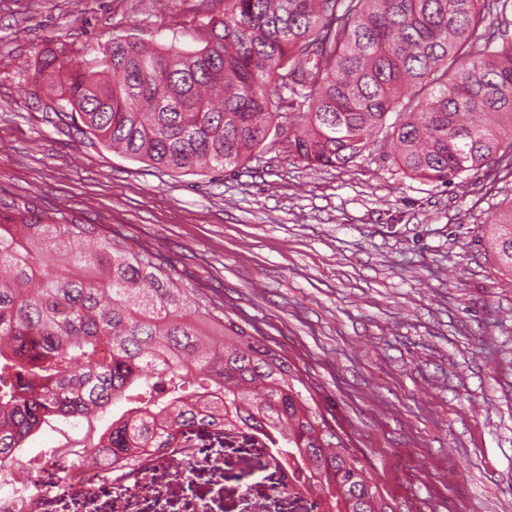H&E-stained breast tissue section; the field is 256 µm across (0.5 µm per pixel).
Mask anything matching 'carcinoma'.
Here are the masks:
<instances>
[{
    "instance_id": "cac0c4a2",
    "label": "carcinoma",
    "mask_w": 512,
    "mask_h": 512,
    "mask_svg": "<svg viewBox=\"0 0 512 512\" xmlns=\"http://www.w3.org/2000/svg\"><path fill=\"white\" fill-rule=\"evenodd\" d=\"M509 11L512 0H224L200 49L114 36L91 70L52 54L37 72L69 73L58 99L82 131L155 168L244 165L286 98L300 109V162L345 166L383 131L406 176L450 185L492 162L512 174ZM494 223L491 247L512 271V204ZM123 400L98 461L258 430L326 512H397L257 327L224 318L156 249L0 196V462L49 421Z\"/></svg>"
}]
</instances>
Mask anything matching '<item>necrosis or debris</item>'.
Segmentation results:
<instances>
[{"mask_svg": "<svg viewBox=\"0 0 512 512\" xmlns=\"http://www.w3.org/2000/svg\"><path fill=\"white\" fill-rule=\"evenodd\" d=\"M86 449L55 448L44 455L20 453L0 466V512H224V479L210 476L223 467L220 448H159L133 464L88 465ZM193 469L184 477L176 464ZM299 476L296 465L284 469L249 468L250 489L240 512H288L267 500L279 474Z\"/></svg>", "mask_w": 512, "mask_h": 512, "instance_id": "obj_1", "label": "necrosis or debris"}]
</instances>
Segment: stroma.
<instances>
[{
	"mask_svg": "<svg viewBox=\"0 0 512 512\" xmlns=\"http://www.w3.org/2000/svg\"><path fill=\"white\" fill-rule=\"evenodd\" d=\"M224 0H0V194L145 242L257 326L402 512H512V272L489 223L512 176L412 179L384 148L293 154L296 109L240 168L184 174L82 133L37 77L117 35L193 51Z\"/></svg>",
	"mask_w": 512,
	"mask_h": 512,
	"instance_id": "35a3bbf8",
	"label": "stroma"
}]
</instances>
